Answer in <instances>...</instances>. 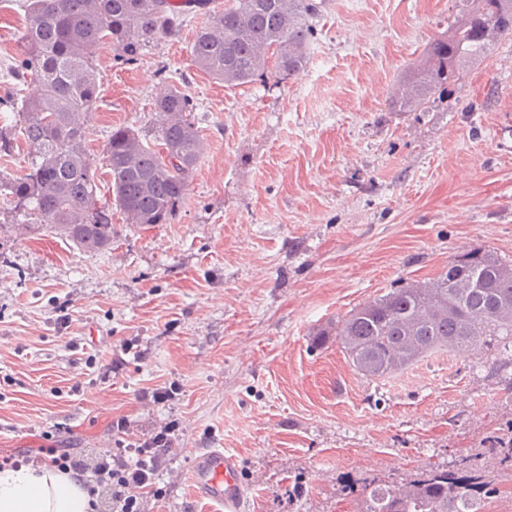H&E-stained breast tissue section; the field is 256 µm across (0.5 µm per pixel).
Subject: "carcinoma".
<instances>
[{"label": "carcinoma", "instance_id": "cac0c4a2", "mask_svg": "<svg viewBox=\"0 0 512 512\" xmlns=\"http://www.w3.org/2000/svg\"><path fill=\"white\" fill-rule=\"evenodd\" d=\"M328 0H234L209 7L190 43L194 66L227 87L273 71L284 78L307 65L317 21ZM24 12L22 51L3 78L34 80L37 95L0 99L17 113L31 153L28 172L8 185L15 208L33 209L60 238L86 252L112 244V212L98 203L85 148L83 114L97 102L94 63L102 44L131 63L149 43L174 35L186 7L176 0H18ZM512 36V0H463L448 34L430 42L402 77L389 105L424 112L448 95L471 63ZM197 102L171 85L156 99L147 131L112 129L105 144L114 204L133 227L168 224L185 198L204 149L191 113ZM512 337V264L488 252H463L428 282H407L365 302L312 345L331 339L356 370L384 378L444 349H465ZM484 454L512 468V442ZM468 456L455 467L430 468L402 485L365 477L349 486L360 512H480L490 490Z\"/></svg>", "mask_w": 512, "mask_h": 512}]
</instances>
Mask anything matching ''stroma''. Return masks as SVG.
I'll return each instance as SVG.
<instances>
[{
	"instance_id": "obj_1",
	"label": "stroma",
	"mask_w": 512,
	"mask_h": 512,
	"mask_svg": "<svg viewBox=\"0 0 512 512\" xmlns=\"http://www.w3.org/2000/svg\"><path fill=\"white\" fill-rule=\"evenodd\" d=\"M461 8L329 0L305 68L233 88L192 64L201 13L134 63L101 48L85 121L98 197H112L109 132L143 126L170 85L197 100L204 151L170 223L113 211L102 252L15 210L5 184L31 156L18 133L0 153V455L60 448L90 465L122 418L130 441L173 429L144 512H214L188 482L208 448L238 455L242 512H358L347 482L404 484L512 433V338L377 380L336 342L312 345L460 253L512 262V37L427 111L388 105ZM22 25L0 0V70Z\"/></svg>"
}]
</instances>
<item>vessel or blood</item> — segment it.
Instances as JSON below:
<instances>
[{
	"mask_svg": "<svg viewBox=\"0 0 512 512\" xmlns=\"http://www.w3.org/2000/svg\"><path fill=\"white\" fill-rule=\"evenodd\" d=\"M189 483L193 492L221 505L224 512H240L244 488L236 454L209 448L194 462Z\"/></svg>",
	"mask_w": 512,
	"mask_h": 512,
	"instance_id": "b4317fda",
	"label": "vessel or blood"
}]
</instances>
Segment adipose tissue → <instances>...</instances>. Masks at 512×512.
Wrapping results in <instances>:
<instances>
[{
	"label": "adipose tissue",
	"mask_w": 512,
	"mask_h": 512,
	"mask_svg": "<svg viewBox=\"0 0 512 512\" xmlns=\"http://www.w3.org/2000/svg\"><path fill=\"white\" fill-rule=\"evenodd\" d=\"M0 512H90L80 476L46 467L0 469Z\"/></svg>",
	"instance_id": "adipose-tissue-1"
}]
</instances>
